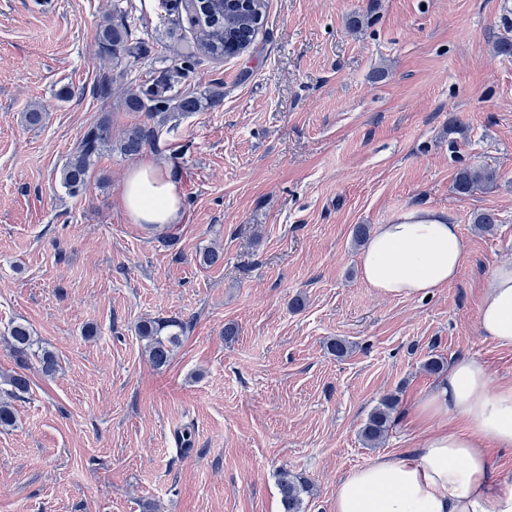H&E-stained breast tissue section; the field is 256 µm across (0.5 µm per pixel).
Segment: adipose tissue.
I'll use <instances>...</instances> for the list:
<instances>
[{"instance_id":"1","label":"adipose tissue","mask_w":512,"mask_h":512,"mask_svg":"<svg viewBox=\"0 0 512 512\" xmlns=\"http://www.w3.org/2000/svg\"><path fill=\"white\" fill-rule=\"evenodd\" d=\"M121 204L137 224H177L183 217L171 176L148 160L128 172ZM464 256L458 225L434 210L404 209L377 225L360 265L374 291L414 297L456 280ZM478 327L512 348L511 262L486 277ZM413 417L423 429L419 448L354 470L337 485L332 512H512V489L496 479L487 452L491 445L512 448V383L491 387L483 361L461 359L415 400ZM452 417L461 427H449Z\"/></svg>"}]
</instances>
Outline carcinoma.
Returning a JSON list of instances; mask_svg holds the SVG:
<instances>
[{"instance_id": "obj_1", "label": "carcinoma", "mask_w": 512, "mask_h": 512, "mask_svg": "<svg viewBox=\"0 0 512 512\" xmlns=\"http://www.w3.org/2000/svg\"><path fill=\"white\" fill-rule=\"evenodd\" d=\"M122 3L123 0H114L112 16L105 18L96 32L100 56L112 58L114 65L125 57L141 53L140 45L131 41L132 27L137 25L135 16L128 8L122 7ZM191 12L195 31L194 41L187 45L184 55L186 63L198 53L214 59L223 58L229 53L228 41L231 37L243 48L255 42L258 27L254 22L245 15L227 13L221 0H198V4L191 5ZM187 72L186 65L162 68L153 79L127 92L125 107L130 112H145L152 118L167 112H203L220 107L224 102L223 88L209 87L198 92L186 90L182 85ZM153 136L152 130L134 127L114 144L110 120L106 116L101 117L84 131L72 148L70 157L60 170L61 185L72 193L79 192L86 186L94 159L103 149L114 147L124 155L135 156L151 143ZM496 179V171L488 167L462 168L455 175L453 188L456 194L468 196L480 187L494 184ZM185 327V323L173 319L144 320L138 324V336L145 341L144 349L153 366L161 368L170 362ZM7 345L19 368L27 367L30 359L36 357L44 375L51 376L56 372V355L39 348L27 324H11ZM4 382L9 386L5 390L8 397L22 394L30 386L28 378L19 373L6 377ZM397 405L396 396L389 394L368 415L360 429L366 446L374 448L382 441L392 424V414ZM278 485L283 512H304V500L312 494V485L286 471L279 474Z\"/></svg>"}]
</instances>
